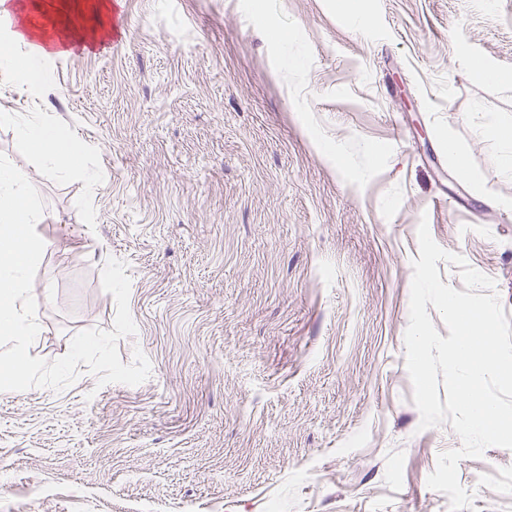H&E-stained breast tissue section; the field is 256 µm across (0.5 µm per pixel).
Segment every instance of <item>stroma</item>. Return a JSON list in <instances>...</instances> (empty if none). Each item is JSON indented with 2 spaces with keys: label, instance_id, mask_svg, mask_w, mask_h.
Returning a JSON list of instances; mask_svg holds the SVG:
<instances>
[{
  "label": "stroma",
  "instance_id": "stroma-1",
  "mask_svg": "<svg viewBox=\"0 0 512 512\" xmlns=\"http://www.w3.org/2000/svg\"><path fill=\"white\" fill-rule=\"evenodd\" d=\"M124 40L47 64L0 108L68 128L101 176L0 153L44 201L29 354L112 330L125 263L139 385L79 365L0 392V512H450V424L420 429L406 368L417 230L491 277L512 322V0H116ZM493 72L475 78L472 66ZM512 512V451L458 466Z\"/></svg>",
  "mask_w": 512,
  "mask_h": 512
}]
</instances>
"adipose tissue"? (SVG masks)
<instances>
[{"label": "adipose tissue", "instance_id": "obj_1", "mask_svg": "<svg viewBox=\"0 0 512 512\" xmlns=\"http://www.w3.org/2000/svg\"><path fill=\"white\" fill-rule=\"evenodd\" d=\"M111 12L112 0H0V84L39 91L48 61L87 45L89 31L107 27ZM0 125L13 127L45 170L69 172L85 154L66 129L39 118L4 111Z\"/></svg>", "mask_w": 512, "mask_h": 512}]
</instances>
